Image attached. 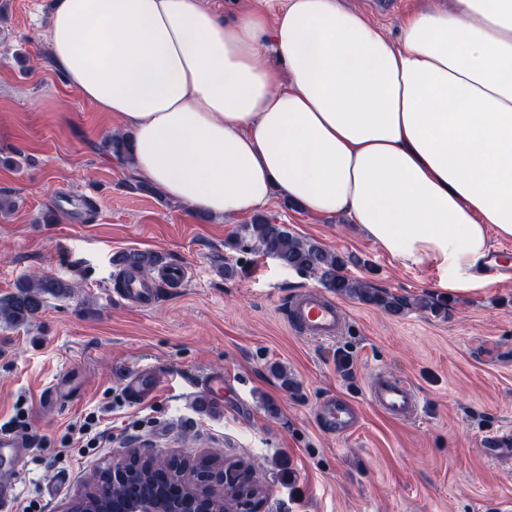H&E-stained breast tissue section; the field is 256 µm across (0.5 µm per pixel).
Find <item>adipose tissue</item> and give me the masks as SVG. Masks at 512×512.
Returning <instances> with one entry per match:
<instances>
[{"instance_id":"1","label":"adipose tissue","mask_w":512,"mask_h":512,"mask_svg":"<svg viewBox=\"0 0 512 512\" xmlns=\"http://www.w3.org/2000/svg\"><path fill=\"white\" fill-rule=\"evenodd\" d=\"M50 59L128 131L136 170L237 216L273 191L348 215L441 287L477 285L512 237V0H456L388 38L338 0L274 20L202 0H55ZM512 248V240L504 241L497 238V236L490 234V251L497 247H503L493 250L488 255L487 262L496 269L503 271L506 274H510V266H508L509 257L512 256L510 247Z\"/></svg>"}]
</instances>
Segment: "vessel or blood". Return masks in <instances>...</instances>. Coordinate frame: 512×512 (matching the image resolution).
Wrapping results in <instances>:
<instances>
[{
  "label": "vessel or blood",
  "mask_w": 512,
  "mask_h": 512,
  "mask_svg": "<svg viewBox=\"0 0 512 512\" xmlns=\"http://www.w3.org/2000/svg\"><path fill=\"white\" fill-rule=\"evenodd\" d=\"M185 278L186 270L181 266L163 269L156 281L142 276L128 277L123 287L115 289L113 299L130 307L145 309L158 298L157 281L179 284ZM345 319L344 310L334 299L314 289L294 295L287 316L289 325L296 333L317 342L330 341L339 336L344 329ZM125 386L129 397L137 402L155 391L157 381L151 371L139 369L127 375ZM368 395L374 408L394 420H409L421 409L411 384L388 374L371 376ZM320 415L323 429L339 437L354 432L361 420L359 408L343 396L326 400L320 408Z\"/></svg>",
  "instance_id": "vessel-or-blood-1"
}]
</instances>
